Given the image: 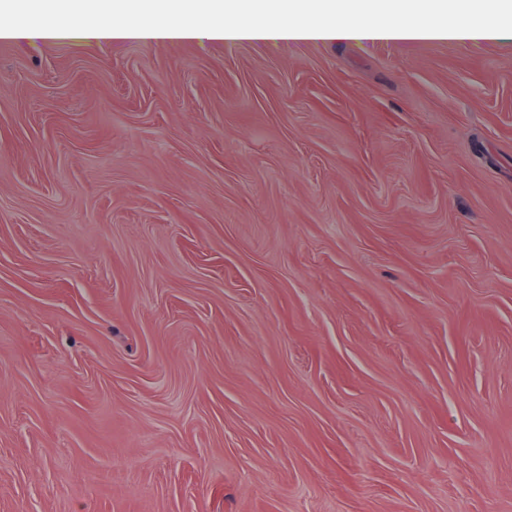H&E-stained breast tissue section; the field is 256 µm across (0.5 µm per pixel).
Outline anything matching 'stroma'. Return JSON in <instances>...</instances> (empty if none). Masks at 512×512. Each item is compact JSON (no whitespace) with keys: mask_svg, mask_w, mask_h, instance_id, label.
Wrapping results in <instances>:
<instances>
[{"mask_svg":"<svg viewBox=\"0 0 512 512\" xmlns=\"http://www.w3.org/2000/svg\"><path fill=\"white\" fill-rule=\"evenodd\" d=\"M0 512H512V40L0 39Z\"/></svg>","mask_w":512,"mask_h":512,"instance_id":"stroma-1","label":"stroma"}]
</instances>
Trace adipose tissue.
I'll return each instance as SVG.
<instances>
[{
    "label": "adipose tissue",
    "mask_w": 512,
    "mask_h": 512,
    "mask_svg": "<svg viewBox=\"0 0 512 512\" xmlns=\"http://www.w3.org/2000/svg\"><path fill=\"white\" fill-rule=\"evenodd\" d=\"M35 19L0 11L1 40L86 42L512 39V18L479 24L486 0H51Z\"/></svg>",
    "instance_id": "obj_1"
}]
</instances>
